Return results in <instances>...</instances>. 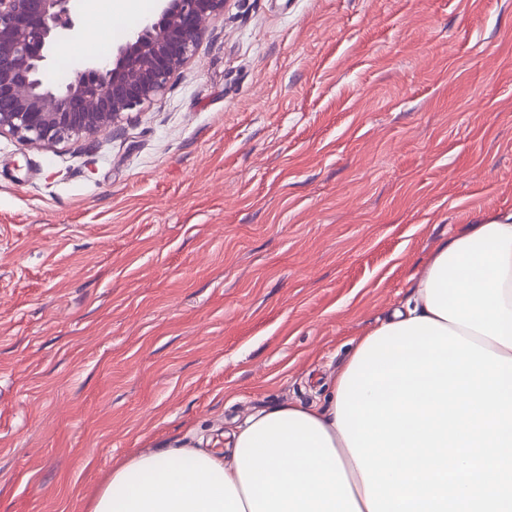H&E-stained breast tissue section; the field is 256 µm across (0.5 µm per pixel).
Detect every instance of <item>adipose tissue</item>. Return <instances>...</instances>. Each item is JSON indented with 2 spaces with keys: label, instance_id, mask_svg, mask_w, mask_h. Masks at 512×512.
<instances>
[{
  "label": "adipose tissue",
  "instance_id": "obj_1",
  "mask_svg": "<svg viewBox=\"0 0 512 512\" xmlns=\"http://www.w3.org/2000/svg\"><path fill=\"white\" fill-rule=\"evenodd\" d=\"M419 317L512 358V216L464 225L443 241L389 322ZM336 402L260 411L221 452L178 446L130 456L90 512H369Z\"/></svg>",
  "mask_w": 512,
  "mask_h": 512
}]
</instances>
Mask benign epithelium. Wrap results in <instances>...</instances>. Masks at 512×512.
<instances>
[{"label": "benign epithelium", "mask_w": 512, "mask_h": 512, "mask_svg": "<svg viewBox=\"0 0 512 512\" xmlns=\"http://www.w3.org/2000/svg\"><path fill=\"white\" fill-rule=\"evenodd\" d=\"M71 0H0V136L34 148L119 130L168 88L198 53L224 0H158L147 21L110 61L78 70L65 84L46 81L53 52L78 33Z\"/></svg>", "instance_id": "obj_1"}]
</instances>
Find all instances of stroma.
Masks as SVG:
<instances>
[{"instance_id":"stroma-1","label":"stroma","mask_w":512,"mask_h":512,"mask_svg":"<svg viewBox=\"0 0 512 512\" xmlns=\"http://www.w3.org/2000/svg\"><path fill=\"white\" fill-rule=\"evenodd\" d=\"M511 215L512 0H227L117 136L0 137V512L322 402L448 235Z\"/></svg>"}]
</instances>
